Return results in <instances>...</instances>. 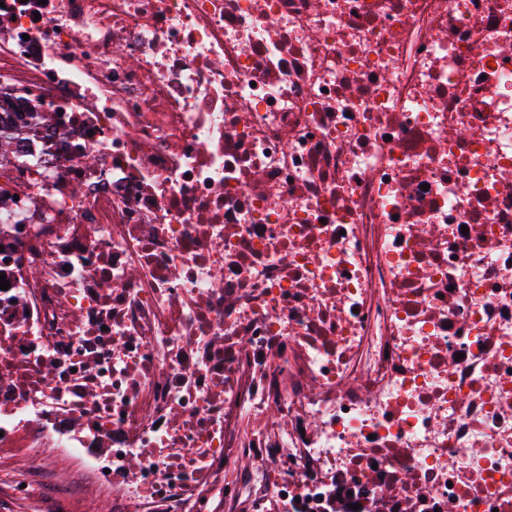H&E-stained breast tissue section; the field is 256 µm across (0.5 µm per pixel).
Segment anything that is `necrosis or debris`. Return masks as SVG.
<instances>
[{
  "mask_svg": "<svg viewBox=\"0 0 512 512\" xmlns=\"http://www.w3.org/2000/svg\"><path fill=\"white\" fill-rule=\"evenodd\" d=\"M0 451L112 512H512V0H0Z\"/></svg>",
  "mask_w": 512,
  "mask_h": 512,
  "instance_id": "obj_1",
  "label": "necrosis or debris"
}]
</instances>
